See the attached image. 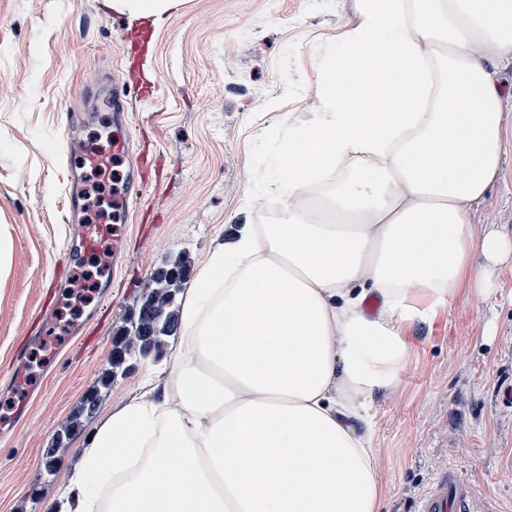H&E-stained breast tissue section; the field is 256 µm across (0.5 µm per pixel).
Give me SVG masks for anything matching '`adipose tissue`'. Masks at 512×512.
Instances as JSON below:
<instances>
[{"instance_id":"adipose-tissue-1","label":"adipose tissue","mask_w":512,"mask_h":512,"mask_svg":"<svg viewBox=\"0 0 512 512\" xmlns=\"http://www.w3.org/2000/svg\"><path fill=\"white\" fill-rule=\"evenodd\" d=\"M356 2L319 112L243 199L278 198L276 223L203 261L167 379L98 425L62 512H381L371 397L405 324L485 299L512 260L476 212L506 152L512 0Z\"/></svg>"}]
</instances>
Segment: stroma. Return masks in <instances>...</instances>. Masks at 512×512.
<instances>
[{
	"label": "stroma",
	"instance_id": "1",
	"mask_svg": "<svg viewBox=\"0 0 512 512\" xmlns=\"http://www.w3.org/2000/svg\"><path fill=\"white\" fill-rule=\"evenodd\" d=\"M355 0H180L163 25L143 22L148 44L122 39L135 21L104 0H0V237L11 244L0 271V512H53L69 469L94 428L161 373L137 360L103 392L73 439L56 436L97 388L112 341L165 259L189 250L200 264L242 224H272L278 203L242 210L245 192L271 167V130L310 124L318 108L315 56L335 46ZM145 78L131 91L133 151L143 179L130 201L125 249L111 290L78 294L93 256L64 259L69 170L63 112L93 114L78 134L96 145L103 95L92 70ZM482 223L512 238V146L503 174L477 207ZM409 358L396 382L372 396L375 466L384 512H417L435 469L455 465L474 493V512H512V262L494 266L488 295L468 289L404 327ZM30 369L12 373L17 346ZM28 417L16 420L20 402ZM56 468L46 474L47 452Z\"/></svg>",
	"mask_w": 512,
	"mask_h": 512
}]
</instances>
